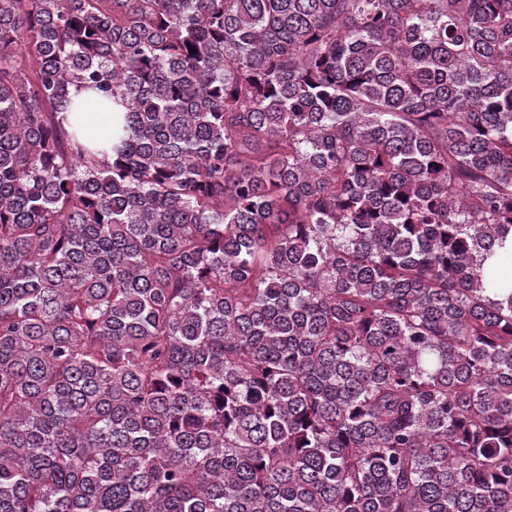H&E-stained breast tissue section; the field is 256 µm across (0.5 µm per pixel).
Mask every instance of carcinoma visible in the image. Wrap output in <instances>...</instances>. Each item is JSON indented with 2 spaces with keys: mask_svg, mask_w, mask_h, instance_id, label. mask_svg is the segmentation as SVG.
<instances>
[{
  "mask_svg": "<svg viewBox=\"0 0 512 512\" xmlns=\"http://www.w3.org/2000/svg\"><path fill=\"white\" fill-rule=\"evenodd\" d=\"M510 239L512 0H0V512H512ZM81 105L80 112H70L73 125L79 126L90 138L100 140L98 144L112 142V122L119 117V112L112 113V102L101 105L96 96L80 92L75 99Z\"/></svg>",
  "mask_w": 512,
  "mask_h": 512,
  "instance_id": "carcinoma-1",
  "label": "carcinoma"
}]
</instances>
